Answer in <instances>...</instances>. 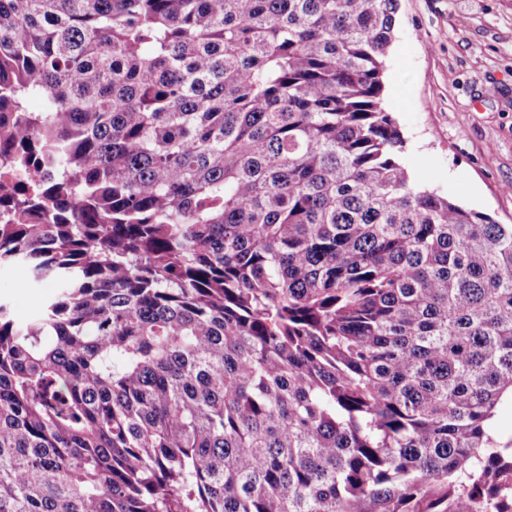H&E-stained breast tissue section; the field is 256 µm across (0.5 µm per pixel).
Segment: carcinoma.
Segmentation results:
<instances>
[{"label":"carcinoma","mask_w":512,"mask_h":512,"mask_svg":"<svg viewBox=\"0 0 512 512\" xmlns=\"http://www.w3.org/2000/svg\"><path fill=\"white\" fill-rule=\"evenodd\" d=\"M398 10L0 0V512H512V224L411 180ZM27 271L20 265L0 266V298L9 303L12 314L19 320L26 319L37 306L55 293L56 288H23ZM488 431L501 445L512 442V402L504 400L497 408L495 416L489 422Z\"/></svg>","instance_id":"cac0c4a2"}]
</instances>
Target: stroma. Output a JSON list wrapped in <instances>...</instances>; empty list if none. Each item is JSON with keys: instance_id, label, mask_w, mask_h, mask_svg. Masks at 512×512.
Wrapping results in <instances>:
<instances>
[{"instance_id": "stroma-1", "label": "stroma", "mask_w": 512, "mask_h": 512, "mask_svg": "<svg viewBox=\"0 0 512 512\" xmlns=\"http://www.w3.org/2000/svg\"><path fill=\"white\" fill-rule=\"evenodd\" d=\"M384 105L415 182L512 224V0H399ZM0 266V299L23 320L51 296Z\"/></svg>"}]
</instances>
